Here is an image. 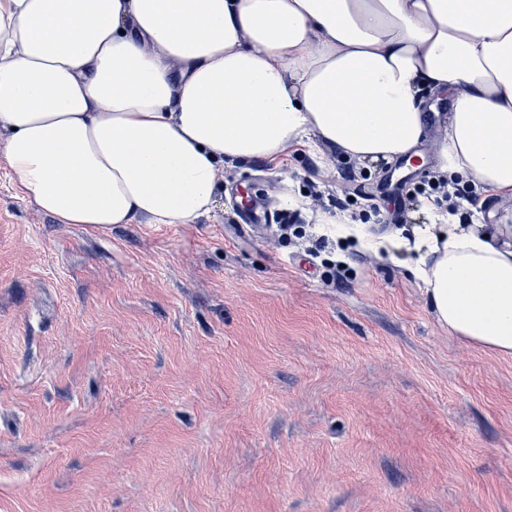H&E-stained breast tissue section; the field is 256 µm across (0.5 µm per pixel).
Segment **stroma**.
I'll list each match as a JSON object with an SVG mask.
<instances>
[{
  "instance_id": "stroma-1",
  "label": "stroma",
  "mask_w": 512,
  "mask_h": 512,
  "mask_svg": "<svg viewBox=\"0 0 512 512\" xmlns=\"http://www.w3.org/2000/svg\"><path fill=\"white\" fill-rule=\"evenodd\" d=\"M342 182L315 137L228 161L195 224H62L0 158V512H512V356L455 337L410 256L334 236L311 266L239 195L311 217L312 190L375 196L387 163ZM346 262L348 280L330 279ZM275 217L276 210L261 198L255 197L239 211L238 222L239 224H272Z\"/></svg>"
}]
</instances>
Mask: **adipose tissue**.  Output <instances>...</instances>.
Returning a JSON list of instances; mask_svg holds the SVG:
<instances>
[{"label":"adipose tissue","mask_w":512,"mask_h":512,"mask_svg":"<svg viewBox=\"0 0 512 512\" xmlns=\"http://www.w3.org/2000/svg\"><path fill=\"white\" fill-rule=\"evenodd\" d=\"M449 101L441 167L512 199V0H0L5 162L63 224H193L228 159L316 134L407 155L421 87ZM407 250L437 320L512 356V244L459 224Z\"/></svg>","instance_id":"ef3b65f1"}]
</instances>
